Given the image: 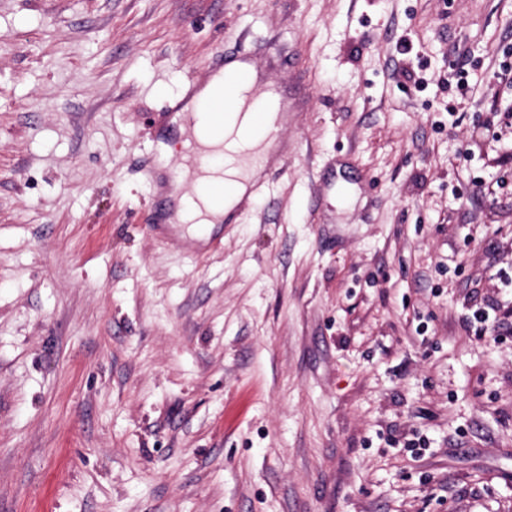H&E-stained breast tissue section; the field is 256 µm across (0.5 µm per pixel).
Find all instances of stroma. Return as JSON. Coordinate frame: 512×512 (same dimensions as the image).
Here are the masks:
<instances>
[{"label": "stroma", "mask_w": 512, "mask_h": 512, "mask_svg": "<svg viewBox=\"0 0 512 512\" xmlns=\"http://www.w3.org/2000/svg\"><path fill=\"white\" fill-rule=\"evenodd\" d=\"M241 59L281 163L193 258L144 169ZM510 64L512 0H0V512H512ZM147 179L151 180L154 185V196L157 201V206L155 210V223L150 224V229L152 233L163 240H168L172 238V234L169 230V227L173 228L171 224H163V208H162V199H163V181L161 180L159 173L156 169L151 168L146 172Z\"/></svg>", "instance_id": "1"}]
</instances>
